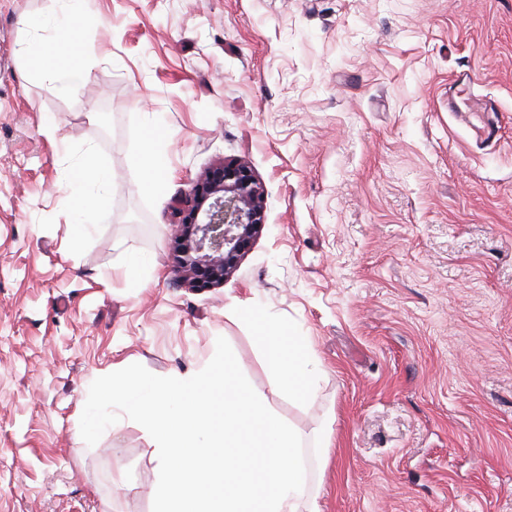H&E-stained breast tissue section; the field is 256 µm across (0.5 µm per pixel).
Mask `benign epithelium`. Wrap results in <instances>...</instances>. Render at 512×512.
<instances>
[{"label": "benign epithelium", "mask_w": 512, "mask_h": 512, "mask_svg": "<svg viewBox=\"0 0 512 512\" xmlns=\"http://www.w3.org/2000/svg\"><path fill=\"white\" fill-rule=\"evenodd\" d=\"M264 187L245 165L222 162L188 190L175 229L178 277L204 290L224 283L267 227Z\"/></svg>", "instance_id": "obj_1"}]
</instances>
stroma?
Listing matches in <instances>:
<instances>
[{"label":"stroma","instance_id":"1","mask_svg":"<svg viewBox=\"0 0 512 512\" xmlns=\"http://www.w3.org/2000/svg\"><path fill=\"white\" fill-rule=\"evenodd\" d=\"M61 10L0 0V512H152L147 431L87 446L89 387L194 374L220 337L301 435L323 512H512V0H86L76 55ZM226 160L268 229L198 292L171 226ZM89 162L108 192L77 217ZM247 306L305 337L310 402L274 391ZM152 145L144 154V170L146 182L151 185L160 183L165 178V168L155 162V157L164 153L168 143L160 133L156 132L151 139Z\"/></svg>","mask_w":512,"mask_h":512}]
</instances>
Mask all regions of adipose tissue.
<instances>
[{
    "mask_svg": "<svg viewBox=\"0 0 512 512\" xmlns=\"http://www.w3.org/2000/svg\"><path fill=\"white\" fill-rule=\"evenodd\" d=\"M259 332L258 339L269 356L278 391L301 400L314 393L315 380L310 361L303 353L304 344L299 338H284L281 331L272 327L265 317L253 315Z\"/></svg>",
    "mask_w": 512,
    "mask_h": 512,
    "instance_id": "obj_1",
    "label": "adipose tissue"
}]
</instances>
